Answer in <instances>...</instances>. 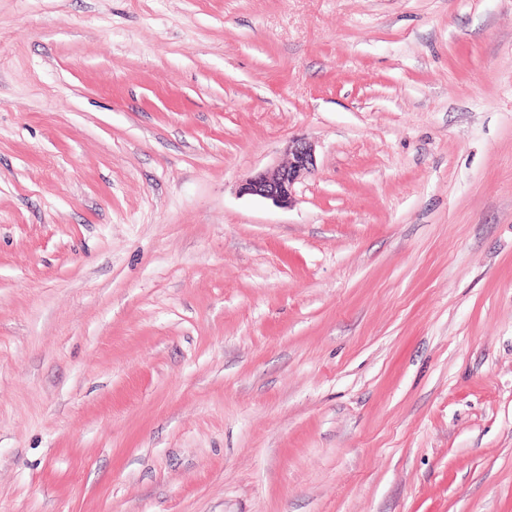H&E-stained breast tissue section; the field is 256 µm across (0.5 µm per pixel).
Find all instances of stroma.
Wrapping results in <instances>:
<instances>
[{
	"label": "stroma",
	"instance_id": "stroma-1",
	"mask_svg": "<svg viewBox=\"0 0 512 512\" xmlns=\"http://www.w3.org/2000/svg\"><path fill=\"white\" fill-rule=\"evenodd\" d=\"M0 512H512V0H0ZM288 162L285 165L259 171L239 186L242 195L256 196L286 207L293 200L295 184L314 171L313 145L305 138L288 141Z\"/></svg>",
	"mask_w": 512,
	"mask_h": 512
}]
</instances>
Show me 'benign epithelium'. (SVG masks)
Returning <instances> with one entry per match:
<instances>
[{"mask_svg":"<svg viewBox=\"0 0 512 512\" xmlns=\"http://www.w3.org/2000/svg\"><path fill=\"white\" fill-rule=\"evenodd\" d=\"M287 151L286 164L249 176L240 184V194L256 196L276 206L291 204L295 184L314 171L315 155L313 145L304 138L289 140Z\"/></svg>","mask_w":512,"mask_h":512,"instance_id":"benign-epithelium-1","label":"benign epithelium"}]
</instances>
